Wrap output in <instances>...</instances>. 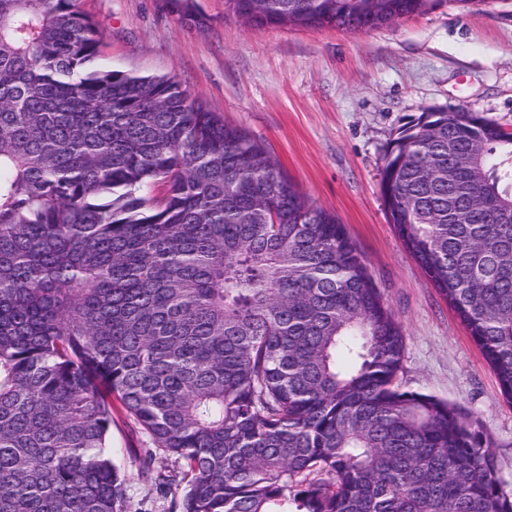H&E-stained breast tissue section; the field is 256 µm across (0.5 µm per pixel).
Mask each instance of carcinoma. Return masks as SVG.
<instances>
[{
	"label": "carcinoma",
	"instance_id": "cac0c4a2",
	"mask_svg": "<svg viewBox=\"0 0 512 512\" xmlns=\"http://www.w3.org/2000/svg\"><path fill=\"white\" fill-rule=\"evenodd\" d=\"M77 0H0V512H124L120 412L184 462L173 512H512L490 441L405 391L357 245L175 80L87 71ZM430 0H224L355 33ZM381 195L512 401V132L426 107Z\"/></svg>",
	"mask_w": 512,
	"mask_h": 512
}]
</instances>
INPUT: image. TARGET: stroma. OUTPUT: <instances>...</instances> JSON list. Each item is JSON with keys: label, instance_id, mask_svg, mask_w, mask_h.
<instances>
[{"label": "stroma", "instance_id": "obj_1", "mask_svg": "<svg viewBox=\"0 0 512 512\" xmlns=\"http://www.w3.org/2000/svg\"><path fill=\"white\" fill-rule=\"evenodd\" d=\"M103 36L94 69L179 81L210 111L262 141L317 206L336 213L400 323L402 389L461 407L492 442L512 490V403L447 301L427 281L386 215L383 156L424 108L466 107L512 130V0L430 11L353 34L334 28H251L224 0H78ZM146 436L116 418L112 455L128 478L125 512H169L181 465L162 491L142 474Z\"/></svg>", "mask_w": 512, "mask_h": 512}]
</instances>
